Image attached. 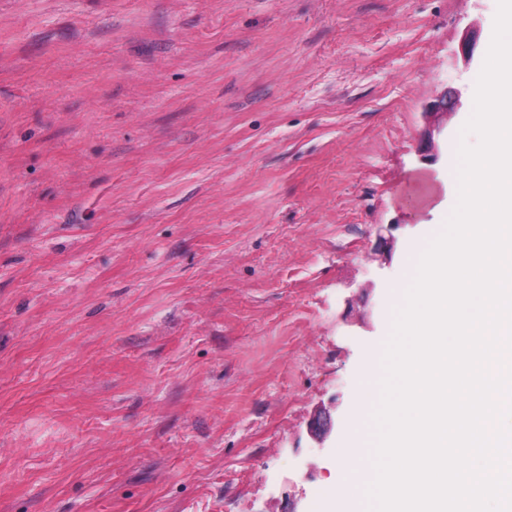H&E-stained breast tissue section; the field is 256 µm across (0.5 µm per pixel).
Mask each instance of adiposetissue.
Returning a JSON list of instances; mask_svg holds the SVG:
<instances>
[{"label":"adipose tissue","mask_w":512,"mask_h":512,"mask_svg":"<svg viewBox=\"0 0 512 512\" xmlns=\"http://www.w3.org/2000/svg\"><path fill=\"white\" fill-rule=\"evenodd\" d=\"M380 373L377 367H370L364 374L362 390L354 414L350 420V427L355 435L353 442L344 448L341 458L350 470L349 488L343 494H336L335 490H328V500L339 503V512H354L363 489L365 469L369 445V428L371 419L368 411L371 407L373 386L378 381Z\"/></svg>","instance_id":"obj_1"}]
</instances>
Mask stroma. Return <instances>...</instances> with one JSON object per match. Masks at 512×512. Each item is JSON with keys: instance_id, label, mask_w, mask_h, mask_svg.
<instances>
[{"instance_id": "1", "label": "stroma", "mask_w": 512, "mask_h": 512, "mask_svg": "<svg viewBox=\"0 0 512 512\" xmlns=\"http://www.w3.org/2000/svg\"><path fill=\"white\" fill-rule=\"evenodd\" d=\"M496 11L0 0V512H330ZM462 106L461 93L459 92H446L438 97L431 104V111L428 112L437 117V121L445 118L448 121V115L453 113L456 109ZM438 179L423 174L413 177L407 189L403 202L412 207H422L436 196L439 191Z\"/></svg>"}]
</instances>
